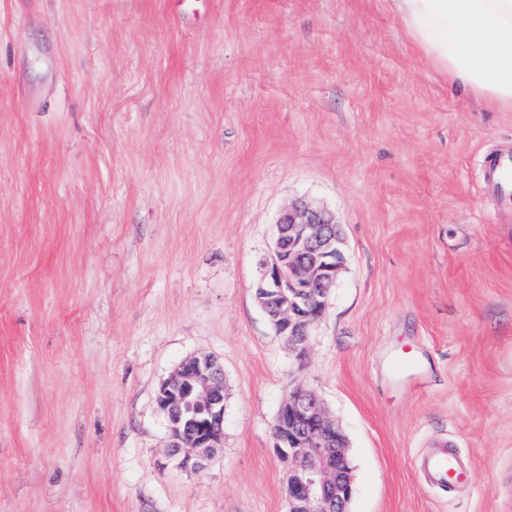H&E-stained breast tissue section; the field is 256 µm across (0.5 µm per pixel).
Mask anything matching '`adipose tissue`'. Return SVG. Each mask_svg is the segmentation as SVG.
I'll use <instances>...</instances> for the list:
<instances>
[{"mask_svg":"<svg viewBox=\"0 0 512 512\" xmlns=\"http://www.w3.org/2000/svg\"><path fill=\"white\" fill-rule=\"evenodd\" d=\"M419 59L495 112H512V0H386Z\"/></svg>","mask_w":512,"mask_h":512,"instance_id":"ef3b65f1","label":"adipose tissue"}]
</instances>
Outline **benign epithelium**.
Masks as SVG:
<instances>
[{"label":"benign epithelium","mask_w":512,"mask_h":512,"mask_svg":"<svg viewBox=\"0 0 512 512\" xmlns=\"http://www.w3.org/2000/svg\"><path fill=\"white\" fill-rule=\"evenodd\" d=\"M274 256L257 297L276 333L298 358L309 327L326 312L345 257L333 217L295 203L277 221ZM168 421L169 452L195 471L224 441V369L208 356L182 361L158 391ZM274 447L286 464L289 512H349L353 476L342 430L309 389L299 386L282 402Z\"/></svg>","instance_id":"benign-epithelium-1"}]
</instances>
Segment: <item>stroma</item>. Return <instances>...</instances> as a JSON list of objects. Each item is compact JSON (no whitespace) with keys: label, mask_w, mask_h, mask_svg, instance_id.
<instances>
[{"label":"stroma","mask_w":512,"mask_h":512,"mask_svg":"<svg viewBox=\"0 0 512 512\" xmlns=\"http://www.w3.org/2000/svg\"><path fill=\"white\" fill-rule=\"evenodd\" d=\"M505 145L512 112L384 0H0V512H288L298 386L347 439L351 512H512V223L479 174ZM299 201L345 254L302 361L256 298ZM200 353L224 447L195 473L157 392ZM436 439L476 487L414 471Z\"/></svg>","instance_id":"obj_1"}]
</instances>
